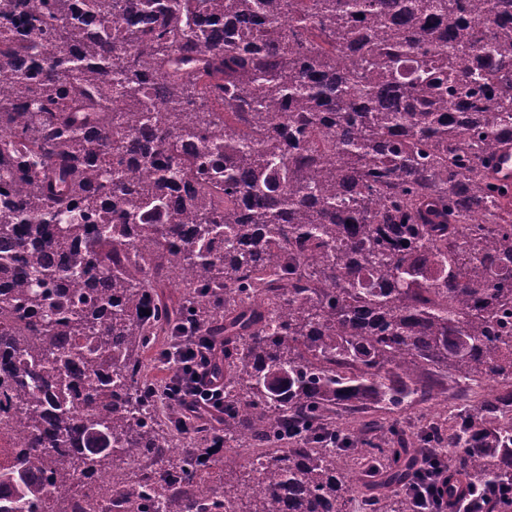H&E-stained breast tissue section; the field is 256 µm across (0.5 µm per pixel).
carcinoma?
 Masks as SVG:
<instances>
[{"label": "carcinoma", "instance_id": "cac0c4a2", "mask_svg": "<svg viewBox=\"0 0 512 512\" xmlns=\"http://www.w3.org/2000/svg\"><path fill=\"white\" fill-rule=\"evenodd\" d=\"M87 7L0 0V414L24 436L0 512L98 472L135 512H417L406 431L333 445L325 420L447 375L464 397L512 388V184L489 172L512 141V0ZM189 326L224 342V432L267 457L222 487L198 474L209 436L147 380ZM508 407L462 403L418 436L453 498L512 485ZM180 435L193 450L151 484L114 467Z\"/></svg>", "mask_w": 512, "mask_h": 512}]
</instances>
